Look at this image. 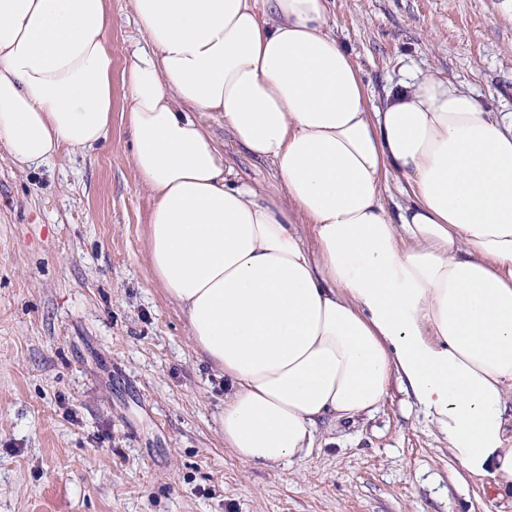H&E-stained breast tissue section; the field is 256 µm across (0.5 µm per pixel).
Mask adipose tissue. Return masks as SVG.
Wrapping results in <instances>:
<instances>
[{"instance_id":"adipose-tissue-1","label":"adipose tissue","mask_w":512,"mask_h":512,"mask_svg":"<svg viewBox=\"0 0 512 512\" xmlns=\"http://www.w3.org/2000/svg\"><path fill=\"white\" fill-rule=\"evenodd\" d=\"M132 161L153 277L224 372V443L277 468L399 382L472 475L512 490V113L430 75L369 108L328 0H130ZM105 0H0V143L22 170L112 123ZM274 164L232 181L202 118ZM407 183L392 214L387 176Z\"/></svg>"}]
</instances>
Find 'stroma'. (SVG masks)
Masks as SVG:
<instances>
[{"label":"stroma","mask_w":512,"mask_h":512,"mask_svg":"<svg viewBox=\"0 0 512 512\" xmlns=\"http://www.w3.org/2000/svg\"><path fill=\"white\" fill-rule=\"evenodd\" d=\"M112 124L36 171L0 146V512H512L392 384L353 424L320 425L307 458L272 469L224 446V373L146 263L151 195L133 166L123 75L142 38L106 0ZM368 104L435 75L512 113L503 0H329ZM205 126L236 181L282 187L218 113Z\"/></svg>","instance_id":"35a3bbf8"}]
</instances>
